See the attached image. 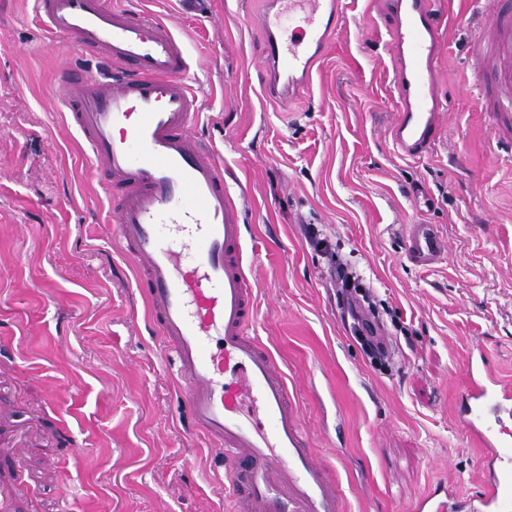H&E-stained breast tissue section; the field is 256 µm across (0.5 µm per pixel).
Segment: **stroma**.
<instances>
[{
	"instance_id": "stroma-1",
	"label": "stroma",
	"mask_w": 512,
	"mask_h": 512,
	"mask_svg": "<svg viewBox=\"0 0 512 512\" xmlns=\"http://www.w3.org/2000/svg\"><path fill=\"white\" fill-rule=\"evenodd\" d=\"M122 2L170 21L192 59L193 132L240 188L254 332L347 512H408L440 480L462 512L480 466L454 414L468 360L512 378V112L485 78L496 57L477 27L490 0H440L449 120L416 159L388 136L385 0H353L310 96L286 112L261 91L264 0ZM65 62L93 65L58 51L33 0H0V457L21 438L15 512H228L231 465L189 430L184 384L112 246L103 181L60 109ZM411 224L447 237L438 264L406 258ZM311 226L381 302L385 366L345 329Z\"/></svg>"
}]
</instances>
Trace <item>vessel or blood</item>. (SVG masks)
<instances>
[{
	"mask_svg": "<svg viewBox=\"0 0 512 512\" xmlns=\"http://www.w3.org/2000/svg\"><path fill=\"white\" fill-rule=\"evenodd\" d=\"M433 2L386 0L401 102L389 133L407 157L426 153L448 120L434 80L444 40ZM347 3L267 0L258 14L262 90L281 109L311 91ZM35 11L60 41L96 58L92 73L65 74L66 120L105 175L113 242L132 261L149 319L185 383L191 427L233 462L231 512H346L281 364L251 333L256 293L235 191L218 151L191 131L198 93L182 40L119 0H35ZM479 33L512 57V6L493 0ZM495 80L502 111L512 110V67L497 69ZM403 240L418 266L448 254L431 224L409 225ZM458 418L482 450L474 512H512V380L470 361ZM455 496L440 482L410 509L446 512Z\"/></svg>",
	"mask_w": 512,
	"mask_h": 512,
	"instance_id": "1",
	"label": "vessel or blood"
}]
</instances>
